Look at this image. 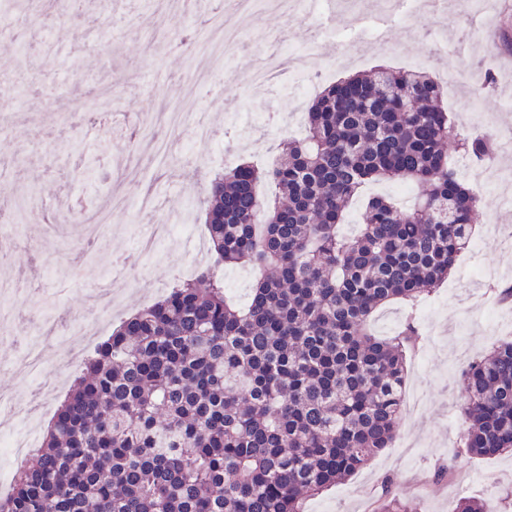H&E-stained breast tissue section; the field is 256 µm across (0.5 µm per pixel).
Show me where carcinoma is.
<instances>
[{
  "label": "carcinoma",
  "instance_id": "carcinoma-1",
  "mask_svg": "<svg viewBox=\"0 0 512 512\" xmlns=\"http://www.w3.org/2000/svg\"><path fill=\"white\" fill-rule=\"evenodd\" d=\"M452 139L491 157L487 136L448 123L424 69H381L316 95L274 167L214 175L200 205L213 263L84 360L0 512H302L389 447L418 332L410 320L380 338L369 324L448 279L468 242L478 207L448 162ZM376 180L420 193L407 209L368 198L359 233L340 236ZM240 263L258 277L236 307L222 271ZM460 381L464 447L512 453V342ZM381 512L412 509L389 490Z\"/></svg>",
  "mask_w": 512,
  "mask_h": 512
}]
</instances>
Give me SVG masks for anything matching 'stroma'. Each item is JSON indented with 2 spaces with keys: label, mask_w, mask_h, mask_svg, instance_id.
Wrapping results in <instances>:
<instances>
[{
  "label": "stroma",
  "mask_w": 512,
  "mask_h": 512,
  "mask_svg": "<svg viewBox=\"0 0 512 512\" xmlns=\"http://www.w3.org/2000/svg\"><path fill=\"white\" fill-rule=\"evenodd\" d=\"M32 2L12 0L0 8V28L9 29L20 48L19 54L0 56V64L8 66L11 75L10 83L0 84V95L12 100L0 108V165L11 167L15 185L10 198L17 222L9 230V242L16 247L34 241L42 251L41 293L30 302L26 322L14 324L11 335L0 340V389L20 398L30 389L31 378L3 369L2 364L16 358L21 342L33 334L45 313L44 297L62 304L76 320L86 318L87 290L151 225L196 223V201L209 174L208 168L196 166L181 153L161 163L143 157L137 175L117 179V142L111 129L90 130L71 117L87 90L110 101L111 128L123 127L128 119L139 122L161 102L178 101L195 90L197 107L210 113L218 137L201 146V155L237 151L235 133L227 126L231 113L256 118L291 109L289 92H250L259 52L309 44L313 50L308 67L319 71L345 50L342 35L385 24L390 28L389 50L360 45L355 58L338 69V76L371 72L379 64L408 68L413 56H422L425 69L442 83L449 116L462 125L471 107V89L449 83L454 63L435 58L434 44L467 43L483 74L492 79L480 104L490 118L491 135L498 141L512 139V109L501 106L502 96L512 93V57L503 56L499 41L504 23L512 22V0H499L497 14L476 34L455 0H440L437 10L422 12L410 26L384 12L382 0H335L331 7L323 2L306 20L268 12L243 20L242 44L227 64L233 76L226 80L194 65L189 51L175 46L171 35L176 31L195 28L203 40L211 34L209 27L199 26L182 11L171 12L161 27L154 0H88L83 19L52 10L33 24L27 18ZM48 126L57 131V138L43 137L41 130ZM291 134L284 126L245 130L254 147L237 152L238 159L272 166L280 139ZM491 166L495 184L481 192L487 204L479 208L477 223L498 225L508 230V237L477 255L462 254L448 279L420 302L418 327L424 342L413 358L421 368L408 372L403 414L392 445L348 480L321 496L305 498L304 512H378L388 486L414 512H450L456 499L464 496L481 500L487 512H512V456L479 458L466 453L457 409L462 371L493 342L512 341V304L500 303L498 295L500 287L512 286V207L501 202L495 189L501 181L512 184V151H498ZM149 186L161 203L145 214L138 209V199ZM66 198L81 199L83 210L66 209L58 227L50 228L42 219L44 209ZM91 213L111 226L112 235L96 250L83 252L80 264H72L71 254L82 252ZM190 261V255L175 245L141 259L130 278L115 281L119 300L108 322L96 327L97 336L111 334L121 318L161 298L183 278ZM81 343V337L73 336L66 349L48 346L45 372L60 375L61 382L48 395L39 425H46L75 378L74 372H59L57 361L68 354L81 355Z\"/></svg>",
  "instance_id": "1"
}]
</instances>
